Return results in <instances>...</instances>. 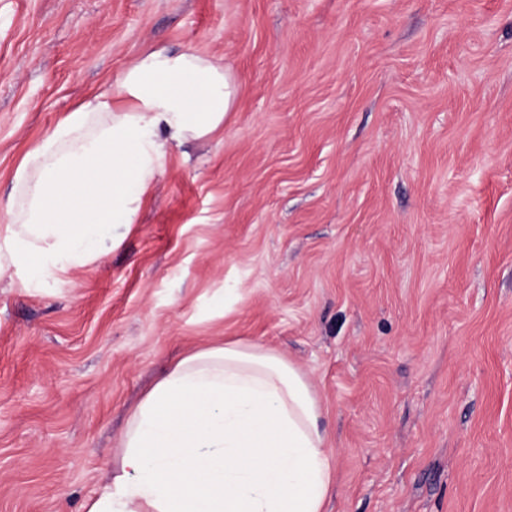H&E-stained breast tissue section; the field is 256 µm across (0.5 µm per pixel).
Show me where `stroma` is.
<instances>
[{
    "label": "stroma",
    "instance_id": "1",
    "mask_svg": "<svg viewBox=\"0 0 512 512\" xmlns=\"http://www.w3.org/2000/svg\"><path fill=\"white\" fill-rule=\"evenodd\" d=\"M153 44L236 105L101 259L0 273V512H80L153 385L233 341L317 392L326 512H512V0H0V196Z\"/></svg>",
    "mask_w": 512,
    "mask_h": 512
}]
</instances>
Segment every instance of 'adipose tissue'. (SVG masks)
Returning a JSON list of instances; mask_svg holds the SVG:
<instances>
[{
  "mask_svg": "<svg viewBox=\"0 0 512 512\" xmlns=\"http://www.w3.org/2000/svg\"><path fill=\"white\" fill-rule=\"evenodd\" d=\"M236 77L193 47L144 49L111 87L23 155L0 225V268L29 281L85 266L129 229L173 148L217 132ZM306 376L241 342L191 353L150 390L120 465L84 512H324L333 471Z\"/></svg>",
  "mask_w": 512,
  "mask_h": 512,
  "instance_id": "1",
  "label": "adipose tissue"
}]
</instances>
